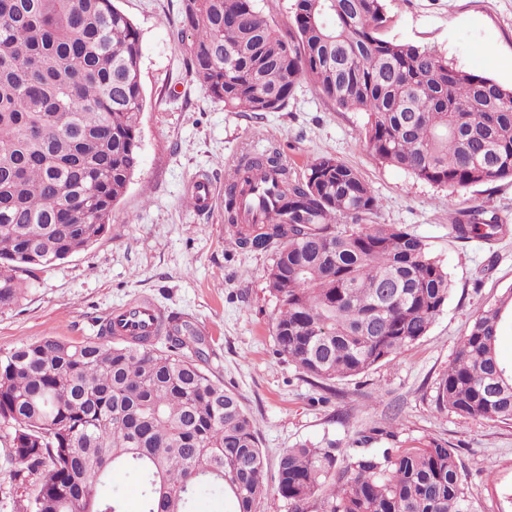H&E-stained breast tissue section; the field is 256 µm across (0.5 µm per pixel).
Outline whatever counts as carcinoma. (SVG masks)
I'll use <instances>...</instances> for the list:
<instances>
[{"label":"carcinoma","instance_id":"cac0c4a2","mask_svg":"<svg viewBox=\"0 0 512 512\" xmlns=\"http://www.w3.org/2000/svg\"><path fill=\"white\" fill-rule=\"evenodd\" d=\"M384 0H296L279 27L256 0H181L188 67L229 112H279L301 78L338 112H363L382 165L451 191L512 178V88L457 69L434 48L384 36ZM137 26L114 0H0V306L23 274L79 253L109 224L140 167L144 109ZM351 165L303 174L280 149L245 152L224 182L230 243L274 250L277 354L321 383L409 350L448 302V268L399 224ZM462 240L506 231L483 208L450 224ZM512 288L476 312L435 387L436 408L512 422V365L498 340ZM205 338L171 315L154 336L20 340L0 353V425L14 478L38 480L23 512H125L101 489L134 470L142 512H195L200 486L257 512L264 457L240 397L200 365ZM304 442L278 459L276 493L325 512H473L454 452L412 442L349 457Z\"/></svg>","mask_w":512,"mask_h":512}]
</instances>
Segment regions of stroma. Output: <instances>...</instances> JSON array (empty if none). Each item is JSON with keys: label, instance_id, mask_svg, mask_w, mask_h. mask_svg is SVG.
<instances>
[{"label": "stroma", "instance_id": "stroma-1", "mask_svg": "<svg viewBox=\"0 0 512 512\" xmlns=\"http://www.w3.org/2000/svg\"><path fill=\"white\" fill-rule=\"evenodd\" d=\"M142 39V164L114 206L104 234L84 252L29 274L15 305L0 308V351L19 340L99 335L115 308L149 297L182 314L213 349L208 370L239 395L256 422L270 491L260 512H289L274 493L280 453L335 442L345 455L435 440L458 460L474 512H512V424L438 411L437 379L476 311L512 288V180L457 192L380 165L367 151L362 112H339L307 80L279 112L226 111L188 68V43L173 25L180 0H115ZM390 38L427 46L454 66L512 86V0H386ZM279 146L295 172L323 155L357 168L378 197L377 224L419 236L447 266L448 304L421 341L355 377L320 387L275 351L276 307L266 288L268 252L228 245L224 201L185 207L196 175L223 186L242 152ZM472 205L495 213L496 240L462 241L448 216Z\"/></svg>", "mask_w": 512, "mask_h": 512}]
</instances>
